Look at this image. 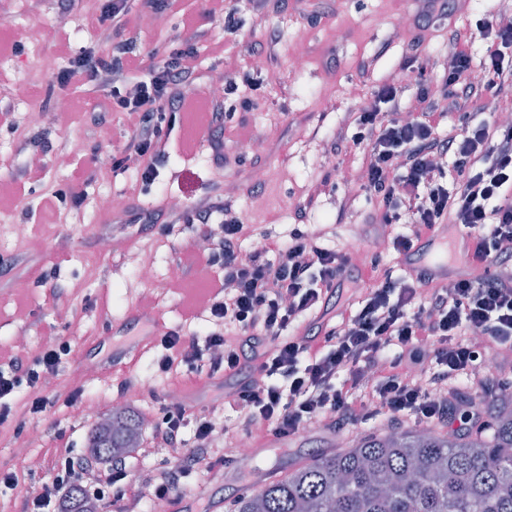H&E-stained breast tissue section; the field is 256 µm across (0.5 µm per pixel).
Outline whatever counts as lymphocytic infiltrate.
<instances>
[{
    "mask_svg": "<svg viewBox=\"0 0 512 512\" xmlns=\"http://www.w3.org/2000/svg\"><path fill=\"white\" fill-rule=\"evenodd\" d=\"M127 0H103L92 18L99 47L66 51L67 65L55 76L60 88L74 87L111 102L128 119L130 133L113 169L134 163L142 190H150L172 137L184 124L196 96L190 83L197 70L193 48L171 53L147 69L131 42L123 39ZM486 41V54L473 65L470 45ZM111 53H103V46ZM401 90L376 86L373 106L356 114L354 133L338 129L334 154L364 155L360 189L377 202L373 224L407 223L396 233L397 253L410 250L435 225L450 224L471 236L473 262L483 275L459 278L452 286L425 274L407 278L380 269L378 259L351 265L348 252L326 247L331 225L293 229L287 241L263 239L244 249L245 224L239 199L224 191V130L234 119L218 98H208L205 140L215 165L210 189L183 208L143 210L140 219L178 251L185 236L207 241L188 266L212 270L205 307L211 321L205 335L168 330L161 336L160 373L184 370L211 382L239 378L217 410L192 401L163 402L150 445L165 457L162 467L142 471L120 460L101 464L69 446L44 454L46 480L17 494V475L0 471V488L15 491V512H60L66 492L81 486L99 512H142V487L154 499L174 502L187 481L212 475L227 464L226 449L240 441L285 440L318 428L342 429L366 421L384 426L407 421L434 430H466L485 420L483 405H455L457 379L479 388L512 390V377L486 372L512 351V125L496 114L512 110V24L501 13L481 19L475 31H451L447 71L436 90L420 88L417 113L402 111ZM495 108L493 117L473 122L474 112ZM461 128L438 132L446 113ZM456 182H449V169ZM223 216L214 224V216ZM351 280L352 291L341 288ZM305 323L301 336L287 330ZM71 353L58 342L37 357L0 353V426L13 421L12 399L20 387L33 397L27 411L46 414L57 404H80L45 388Z\"/></svg>",
    "mask_w": 512,
    "mask_h": 512,
    "instance_id": "obj_1",
    "label": "lymphocytic infiltrate"
}]
</instances>
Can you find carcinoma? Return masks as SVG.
<instances>
[{
    "instance_id": "carcinoma-1",
    "label": "carcinoma",
    "mask_w": 512,
    "mask_h": 512,
    "mask_svg": "<svg viewBox=\"0 0 512 512\" xmlns=\"http://www.w3.org/2000/svg\"><path fill=\"white\" fill-rule=\"evenodd\" d=\"M145 428L132 405L91 424L86 448L102 462L136 453ZM63 512H98L81 489ZM232 512H512V397L468 433L369 432L247 492Z\"/></svg>"
}]
</instances>
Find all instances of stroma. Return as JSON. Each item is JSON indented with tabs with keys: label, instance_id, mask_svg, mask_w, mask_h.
I'll return each mask as SVG.
<instances>
[{
	"label": "stroma",
	"instance_id": "stroma-1",
	"mask_svg": "<svg viewBox=\"0 0 512 512\" xmlns=\"http://www.w3.org/2000/svg\"><path fill=\"white\" fill-rule=\"evenodd\" d=\"M419 0H290L286 10L271 13L264 20L251 14L249 0H226L242 22L237 34L225 33L222 22L212 20L209 0H182L181 16L167 17L158 27L146 26L138 12L127 16L126 36L135 38L146 65L158 63L163 51L194 45L198 68L193 86L198 93L209 94L216 74L238 79L236 93L226 105L245 116L244 127L227 130L235 143L224 166L225 181L242 188L240 207L249 214L251 229L244 242L252 248L261 233L284 237L294 227L295 203L318 188L324 175L336 182L335 192L323 195L321 206L310 214L312 224H332L336 235L328 247L340 249L352 239L364 236V222L372 206L359 195L352 175L361 169L363 156L351 153L333 156L326 148L329 138L348 113L360 111L371 100L374 86L392 82L403 88L407 111H416V84L438 86L442 68L427 72L423 80L405 70L403 62L413 45L433 58L448 55V31L474 29L478 19L500 9L499 0H461L450 16L435 14L425 31L397 36L394 23L412 18ZM92 0H79L66 22H59L50 0H0V85L26 84L27 100L11 99L13 112L9 123H0V347L9 348L14 338L28 336L26 352L39 355L49 333L68 340L72 358L55 376L53 392L68 395L80 388L87 400L96 402L101 412L112 408L121 393L120 382L129 374L149 379L154 373L158 353L153 344L127 351L125 338L113 335L114 324L124 320L131 306L149 301L159 328L182 325L190 292L202 289L206 274L185 277L178 288L167 285L172 254L167 241L142 225L111 219L99 205L101 197L134 196L144 208L169 203L171 197L192 199L208 190L212 183L213 161L207 146L187 148L176 142L159 168L151 193L139 191L136 169L113 172L110 161L120 155L128 137L122 113L103 110L99 102L79 91L51 86L53 73L66 65L63 45L73 49L97 43L96 29L86 16L96 12ZM37 25L42 29L39 42L18 39L16 30ZM209 32V42H195V26ZM279 38V60L270 70L260 89L243 85L242 79L253 66L252 58L240 52V42H262L269 33ZM307 43V61L295 69L293 56L298 39ZM224 44L223 58L209 49L210 41ZM374 60L367 74H360L363 61ZM36 105L47 116L38 126L29 125L27 110ZM68 115L59 124L55 110ZM104 114L101 127H93L90 118ZM81 143L67 165L56 162L62 141ZM249 141L252 148L241 152L237 145ZM99 159V171L89 188V203L69 211L66 223H58L56 208L40 203L39 192L18 190L13 177L26 164L41 167L48 185L61 188L73 171ZM269 173L257 195L246 194L256 167ZM353 195L345 204V195ZM29 227L26 238H17L15 225ZM82 225L83 234H73L74 225ZM109 226L113 237L124 243L122 251L113 252L100 243L98 231ZM149 262L152 280L136 277L137 262ZM56 272L59 282L67 285L64 299H55L48 285L38 283L40 272ZM67 304V317H60L58 307ZM155 394L167 397L177 390L201 408L217 406L222 384H204L181 374L154 386ZM27 392L17 398V415L8 425L0 426V470L19 476V489L26 492L40 485L41 468L32 464L41 448L51 447L56 434H63L82 451L89 428L88 421L76 418L60 407L49 415L34 417L27 413ZM37 434L40 443L19 452L17 445L28 434ZM351 431L317 428L288 441H271L248 458L224 469L219 479L207 484L204 493L195 494L197 512H230L232 502L242 493L258 488L267 473H284L317 453L336 448L337 440H350Z\"/></svg>",
	"mask_w": 512,
	"mask_h": 512
}]
</instances>
